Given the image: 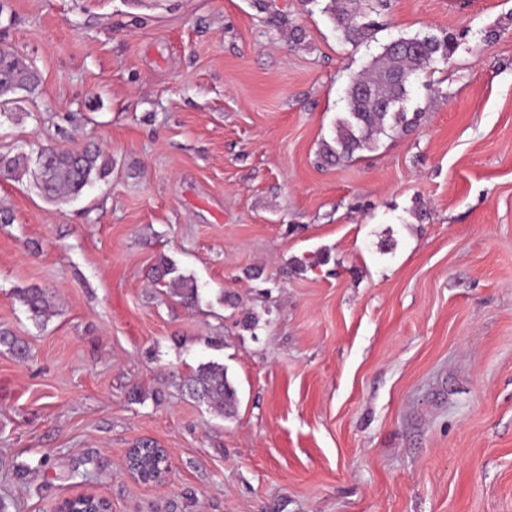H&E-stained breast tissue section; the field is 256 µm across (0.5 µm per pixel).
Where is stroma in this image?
<instances>
[{
    "label": "stroma",
    "instance_id": "obj_1",
    "mask_svg": "<svg viewBox=\"0 0 512 512\" xmlns=\"http://www.w3.org/2000/svg\"><path fill=\"white\" fill-rule=\"evenodd\" d=\"M329 3L0 0L40 78L0 154L112 160L67 202L0 178V330L30 348L0 346V512H512V0H388L358 44ZM446 34L417 124L319 163L383 44ZM209 361L232 418L185 390ZM146 443L163 483L126 468ZM175 274V275H173ZM153 284L155 288H166V294L178 298L185 306H194L199 301V289L190 276L178 273L174 264L164 259L154 268ZM21 300L32 314L35 321L49 314L50 302L46 294L39 288H28L23 291Z\"/></svg>",
    "mask_w": 512,
    "mask_h": 512
}]
</instances>
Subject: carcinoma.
<instances>
[{"label":"carcinoma","instance_id":"cac0c4a2","mask_svg":"<svg viewBox=\"0 0 512 512\" xmlns=\"http://www.w3.org/2000/svg\"><path fill=\"white\" fill-rule=\"evenodd\" d=\"M387 0H361V7L352 10L343 0H331L332 19L345 41L359 43L371 36L374 22L368 16L379 13ZM451 54L449 38L435 36L399 37L383 45L368 68L349 83L346 89V115L336 120L335 136L323 142L319 160L323 164H339L358 152L373 151L382 137L404 130L417 122V116H408L404 104L408 100L411 77L430 67L437 60H446ZM0 65L15 74L17 81L0 83V104L12 101L19 92L31 93L38 78L33 66L7 50L0 55ZM372 91V99L364 101L359 88ZM390 107H380L382 103ZM38 186L48 198L67 200L80 196L92 182V176H104L112 168V160L98 148L86 147L78 151L51 149L48 156L38 155ZM28 172V159L22 154H0V177L19 179ZM153 284L179 299L185 306L199 301L196 281L178 273L174 264L164 259L154 268ZM21 300L35 320L47 316L50 302L39 288L23 291ZM0 346L6 347L17 358L27 355L26 346L7 331H0ZM189 394L208 404L218 414L228 417L234 412L237 395L230 383L224 365L208 362L198 367L186 383Z\"/></svg>","mask_w":512,"mask_h":512}]
</instances>
